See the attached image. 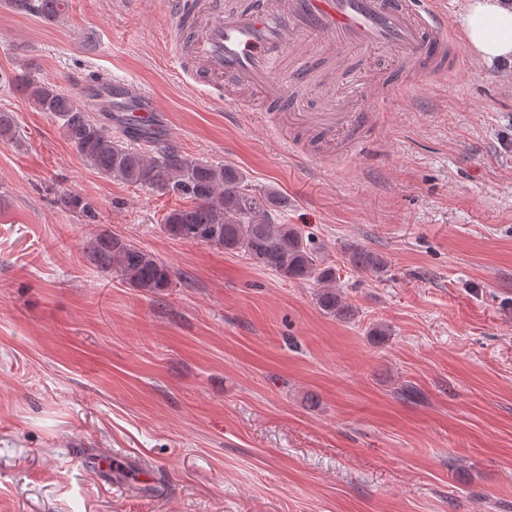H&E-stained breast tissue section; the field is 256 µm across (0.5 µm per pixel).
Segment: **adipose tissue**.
Masks as SVG:
<instances>
[{
  "instance_id": "ef3b65f1",
  "label": "adipose tissue",
  "mask_w": 512,
  "mask_h": 512,
  "mask_svg": "<svg viewBox=\"0 0 512 512\" xmlns=\"http://www.w3.org/2000/svg\"><path fill=\"white\" fill-rule=\"evenodd\" d=\"M462 32L475 61L512 63V0H466Z\"/></svg>"
}]
</instances>
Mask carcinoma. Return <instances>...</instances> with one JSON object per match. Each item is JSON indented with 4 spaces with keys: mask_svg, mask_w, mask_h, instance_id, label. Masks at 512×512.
Wrapping results in <instances>:
<instances>
[{
    "mask_svg": "<svg viewBox=\"0 0 512 512\" xmlns=\"http://www.w3.org/2000/svg\"><path fill=\"white\" fill-rule=\"evenodd\" d=\"M10 5L17 13L55 21L65 16L68 0H10ZM12 83L35 108L60 123L83 160L99 173L162 195L190 198V206L172 209L164 216L162 229L168 237L240 253L254 265L288 280L313 281L320 285L316 304L324 314L339 319L351 316L336 288V267L324 261L312 238L295 225L277 223L282 207L279 194L257 192L249 188L238 169L189 157L148 130L135 132L154 144L152 152L142 151L127 139L112 136V113L90 112L81 97L40 80L33 71L13 76ZM58 201L71 212L91 210L78 194L65 193ZM84 256L93 267L113 271L132 287L150 294L172 283L165 263L117 236L102 234L89 241ZM346 256L359 271L378 276L388 272L387 259L377 252L353 247Z\"/></svg>",
    "mask_w": 512,
    "mask_h": 512,
    "instance_id": "1",
    "label": "carcinoma"
}]
</instances>
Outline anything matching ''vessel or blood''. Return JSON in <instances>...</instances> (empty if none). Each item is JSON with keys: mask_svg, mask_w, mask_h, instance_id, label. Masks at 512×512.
Returning <instances> with one entry per match:
<instances>
[{"mask_svg": "<svg viewBox=\"0 0 512 512\" xmlns=\"http://www.w3.org/2000/svg\"><path fill=\"white\" fill-rule=\"evenodd\" d=\"M447 16L435 0H169L168 33L176 72L197 85L231 91L246 86L279 108L288 127H302L322 141L344 144L364 130L362 112H292L286 86H312L322 70L346 80L368 47L395 52L420 71L453 66L455 51L443 38ZM135 101L136 127L160 130L162 108L148 92L114 81Z\"/></svg>", "mask_w": 512, "mask_h": 512, "instance_id": "b4317fda", "label": "vessel or blood"}]
</instances>
